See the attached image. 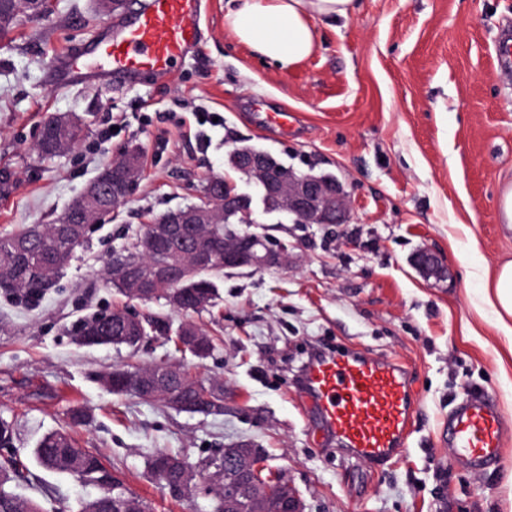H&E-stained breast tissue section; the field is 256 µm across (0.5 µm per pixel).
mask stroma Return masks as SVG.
<instances>
[{
    "label": "stroma",
    "mask_w": 512,
    "mask_h": 512,
    "mask_svg": "<svg viewBox=\"0 0 512 512\" xmlns=\"http://www.w3.org/2000/svg\"><path fill=\"white\" fill-rule=\"evenodd\" d=\"M233 0H205L204 39L164 76L120 86L56 89L54 59L90 46L103 16L94 0H53L0 41V236L50 224L128 147L141 174L118 213L92 225L56 284L37 303L0 291V412L15 422L11 449L30 461L46 432L67 426L71 402L91 415L71 429L152 512H210L175 497L145 463L160 451L198 467L212 449L240 441L262 449L306 512H512V431L498 463L470 472L442 437L451 409L488 394L512 421V351L485 300L486 274L512 260V226L500 200L512 187V0H358L354 15L315 22L319 49L284 71L241 45L225 16ZM286 111L287 131L265 124ZM223 116L219 126L195 115ZM55 115L83 120L70 151L41 157L36 142ZM115 125L111 140L98 131ZM251 146L295 170L331 174L349 193L347 224H296L255 211L252 232L293 248L280 268L225 271L214 307L184 314L142 303L102 278L112 251L170 209L200 202L206 178L245 188L228 156ZM448 267L440 281L413 265L421 248ZM171 328L191 322L218 339L199 360L150 334L137 350L83 347L79 320L113 310ZM352 347L409 371L416 410L405 451L370 464L337 451L295 380L316 347ZM183 363L224 383L223 415H191L116 396L104 373L127 364ZM68 427V426H67ZM17 492L45 512H75L91 488L33 469Z\"/></svg>",
    "instance_id": "1"
}]
</instances>
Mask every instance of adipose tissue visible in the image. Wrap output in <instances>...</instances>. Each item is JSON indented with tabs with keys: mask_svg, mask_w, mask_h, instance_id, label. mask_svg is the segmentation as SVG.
I'll return each mask as SVG.
<instances>
[{
	"mask_svg": "<svg viewBox=\"0 0 512 512\" xmlns=\"http://www.w3.org/2000/svg\"><path fill=\"white\" fill-rule=\"evenodd\" d=\"M356 9V0H238L227 22L240 44L288 71L316 52V20H346Z\"/></svg>",
	"mask_w": 512,
	"mask_h": 512,
	"instance_id": "1",
	"label": "adipose tissue"
}]
</instances>
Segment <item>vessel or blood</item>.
Segmentation results:
<instances>
[{"label":"vessel or blood","instance_id":"vessel-or-blood-1","mask_svg":"<svg viewBox=\"0 0 512 512\" xmlns=\"http://www.w3.org/2000/svg\"><path fill=\"white\" fill-rule=\"evenodd\" d=\"M202 0H145L132 12L108 19L88 48L96 58L85 66L79 54L65 53L54 78L92 83L111 76L124 81L152 72L166 74L198 49ZM299 389L308 396L324 430L338 445L364 460L380 463L406 447L412 400L407 370L339 349L311 358ZM506 420L488 398L467 396L448 416V446L455 462L480 471L497 462Z\"/></svg>","mask_w":512,"mask_h":512}]
</instances>
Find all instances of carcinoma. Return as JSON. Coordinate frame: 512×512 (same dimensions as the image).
Here are the masks:
<instances>
[{"label": "carcinoma", "mask_w": 512, "mask_h": 512, "mask_svg": "<svg viewBox=\"0 0 512 512\" xmlns=\"http://www.w3.org/2000/svg\"><path fill=\"white\" fill-rule=\"evenodd\" d=\"M27 12V0H0V37L10 33L19 21V15ZM89 221L99 223L112 213V203L104 199L92 201L85 205ZM57 225L33 224L15 232L0 236V281L8 285L7 293H21L25 296H39L50 286L46 277H57L60 268L45 269L51 259L45 252V245H54L53 236ZM150 225H145L131 243L121 251L112 254L104 275L109 283H114L112 270L121 264L135 261L141 255V248L146 242ZM176 255L167 249L151 251L139 267L140 276L147 279L159 264L169 263ZM181 261L188 266L185 280L179 291L186 300L183 312L197 313L212 306L217 297L216 279L224 274L221 262L207 269H196L189 259ZM112 324L108 335L100 336L94 331L97 317L83 320L76 326V339L85 346H122L133 348L137 340L122 335L124 314L121 311L109 312ZM157 370L164 372L181 387V399L201 408L209 407L205 392L217 381L199 380L193 376L190 368L182 364H160ZM105 388L115 395H133L144 402H166L162 396L149 397L126 380L123 369H114L102 377ZM35 464L45 471L65 472L80 479L84 485L98 490L95 496L80 501L76 512H149L145 501L130 490L116 491L107 497L103 490L112 489L116 475L108 468L101 457L77 446L75 440L65 430H55L43 435L33 449ZM168 460L178 461L180 456L159 452L146 461V470L151 478H157L160 465ZM20 463L7 459L0 464V512H43L40 503L19 494L12 487V482L20 475Z\"/></svg>", "instance_id": "1"}]
</instances>
